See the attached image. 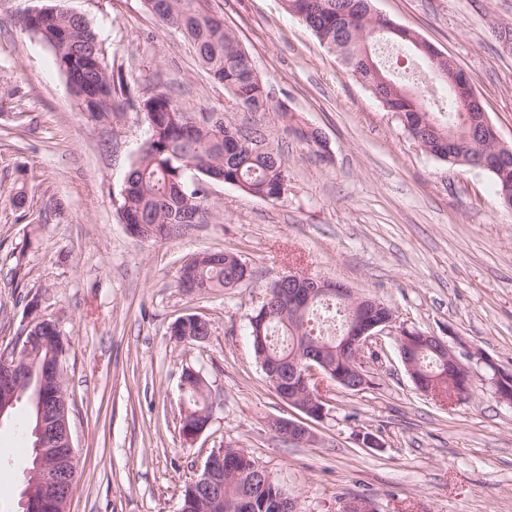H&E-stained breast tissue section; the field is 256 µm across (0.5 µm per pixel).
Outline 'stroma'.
<instances>
[{"label":"stroma","instance_id":"stroma-1","mask_svg":"<svg viewBox=\"0 0 512 512\" xmlns=\"http://www.w3.org/2000/svg\"><path fill=\"white\" fill-rule=\"evenodd\" d=\"M52 6L84 16L105 62L131 89L116 117L81 112L51 48L25 26ZM386 16L452 57L470 76L502 142L512 146V52L498 40L512 0H373ZM249 52L272 101L237 112L257 125L287 174L279 199L206 184L204 223L159 243L129 236L119 214L124 178L148 136L139 100L167 85L194 112L230 95L190 43L143 0H0V352L22 336L26 305L67 340L65 386L79 461L71 512H180L182 491L208 457L232 446L264 466L298 512H341L353 497L377 512H512V407L497 401L479 350L512 372V213L491 174L422 150L395 114L292 16L283 0H209ZM312 127L325 153L290 123ZM25 189L22 206L11 200ZM237 253L251 280L187 294L188 257ZM311 274L377 297L398 322L456 341L476 389L445 408L414 386L392 336L365 356L370 383L329 385L310 444L269 426L296 419L256 361L249 319L268 287ZM204 317L210 338L178 343L172 323ZM213 401L194 442L180 433L183 370ZM29 404L0 422V512H21L32 462ZM375 437L366 447L358 438Z\"/></svg>","mask_w":512,"mask_h":512}]
</instances>
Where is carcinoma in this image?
<instances>
[{
	"label": "carcinoma",
	"instance_id": "carcinoma-1",
	"mask_svg": "<svg viewBox=\"0 0 512 512\" xmlns=\"http://www.w3.org/2000/svg\"><path fill=\"white\" fill-rule=\"evenodd\" d=\"M146 7L166 26L187 39L195 48L202 66L217 82L233 91L236 102L255 104L254 112H264L266 86L252 76L253 63L236 34L224 19L208 8V0H144ZM290 12H304L302 21L326 47L336 51L345 65L359 75L366 86L381 90V103L398 117L408 131L416 132L423 144L433 151L442 148L448 132L456 137V154L448 164L462 157L468 165L492 148L479 134V126L468 123L462 112L460 95L450 94L446 105L448 118L438 121L430 98L410 92V84L391 74L374 49L383 35L361 10L358 0H285ZM43 23L28 28L52 48L58 69L70 83L81 110L95 121H108L117 101L128 95L124 81H115L104 62V50L96 32L86 19L78 20L68 12L52 7ZM400 46L411 41L394 34L383 36ZM389 80V85L378 77ZM149 135L122 187L120 211L124 223L136 226L139 233L156 242L173 236L178 225L195 211H208L203 182L215 174L251 195L265 193L272 199L278 194L285 170L277 152L269 147L263 153L252 150L250 142L265 141L257 128L240 127L225 111L211 110L208 118L196 119L191 108L178 101L170 91L158 90L139 103ZM194 178H188V173ZM498 193L512 192V162L493 174ZM252 276L238 254L204 251L189 279L178 278V287L194 292H221L237 287L243 276ZM354 306L324 293L308 306L283 313L261 306L249 320L254 353L288 361L317 345L329 363L336 360V337L344 335ZM418 367L425 374L440 373L439 359L431 352L418 356ZM185 427L199 420V414L211 412L207 390L187 388ZM255 461L241 449H225L224 512L244 496L259 505L257 512L284 493L271 476H255Z\"/></svg>",
	"mask_w": 512,
	"mask_h": 512
}]
</instances>
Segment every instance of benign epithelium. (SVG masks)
Wrapping results in <instances>:
<instances>
[{"mask_svg":"<svg viewBox=\"0 0 512 512\" xmlns=\"http://www.w3.org/2000/svg\"><path fill=\"white\" fill-rule=\"evenodd\" d=\"M392 30L402 36L408 35L417 51L435 61L443 59V55L429 42L412 32L406 33V28L395 25ZM280 281L288 284L298 282V287L282 292L281 298L285 303H294L303 297L310 299L319 291L336 286L334 281L299 273L283 276ZM39 323L41 319L34 318L26 326L19 350L0 354V420L10 414V409L23 394L32 392L38 415L33 431L35 461L28 472L23 512H70L77 461L69 422V397L63 384V368L60 359L49 357L37 369L31 365V360L42 348L54 339L63 340V336L54 324L47 321L44 326H48L53 335H43V326H39ZM394 323L393 317L378 321L361 313L336 348V367L329 366L317 352H307L294 364L295 374L300 376L306 394H295L281 388L275 393L306 416L315 420L324 418L327 396L321 389L322 379L329 376L332 381L346 385L354 378L357 388L366 386L367 377L360 370V366L364 365V353L380 347L383 333ZM397 342L401 360L413 383L430 397L438 394V389L428 385L436 377H421L416 364V356L425 349L439 355L443 374L454 375L459 382L471 377L469 369L457 358L453 348L439 336L401 327ZM479 359L494 371L492 382L498 400L512 406V396L503 391L504 386L512 383V373L500 370L482 354ZM270 427L290 442L308 443L312 439V431L302 418H276L270 421ZM222 472L224 450L220 449L208 457L202 477L189 483L193 496L198 499L204 512H222L224 501L216 487L217 477Z\"/></svg>","mask_w":512,"mask_h":512,"instance_id":"obj_1","label":"benign epithelium"}]
</instances>
